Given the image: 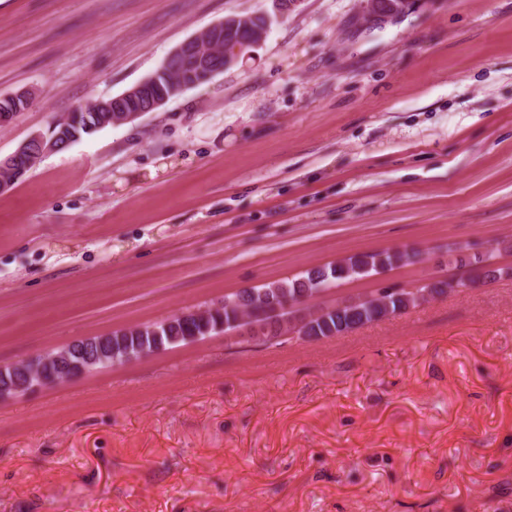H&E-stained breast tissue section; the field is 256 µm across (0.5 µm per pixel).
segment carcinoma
<instances>
[{"label":"carcinoma","instance_id":"obj_1","mask_svg":"<svg viewBox=\"0 0 512 512\" xmlns=\"http://www.w3.org/2000/svg\"><path fill=\"white\" fill-rule=\"evenodd\" d=\"M103 112H84L82 110L69 113L67 125L84 135L87 129L101 123ZM411 256L398 250H383L378 252L361 253L350 256L324 267H316L305 272L295 280H287L265 285L261 288H251L240 294L224 299V307L215 310L207 318L190 316L184 321L174 319L151 324L128 327L113 335L122 334L130 345L143 343H161L170 347L169 338L186 336L195 332L210 336L230 330L240 318L248 315L257 323L268 328V335H281V327L270 315L271 305L286 301L296 302L305 296H311L316 291L325 290L337 281L346 278L367 277L380 274L399 264H405ZM509 274V271L495 267L490 258L478 259L475 266L470 268L465 277L450 276L433 280L414 291L400 289L386 296V302L381 304L360 303L354 306H344L331 309L321 307L309 313L310 319L298 329L301 336L329 337L352 331L363 325L379 321L410 307H415L430 297L441 296L452 292L467 283L494 281Z\"/></svg>","mask_w":512,"mask_h":512}]
</instances>
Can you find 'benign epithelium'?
<instances>
[{
    "mask_svg": "<svg viewBox=\"0 0 512 512\" xmlns=\"http://www.w3.org/2000/svg\"><path fill=\"white\" fill-rule=\"evenodd\" d=\"M366 9L363 19L372 23L381 18L396 15L404 10L402 5L381 3L379 0H365ZM269 17L260 14H247L231 16L224 21L216 23L199 35L182 43L167 58L169 62H176L180 67L182 80L180 87L193 86L195 73L209 68L213 64V58L203 51L201 41L224 44V67L236 64L246 49L253 48L262 43L270 28ZM169 94L162 90L156 77H151L135 85L118 97L110 100L99 99L92 103L94 112H120L121 122L128 123L136 120L147 112H152L166 104ZM81 138V135L65 128H50L46 133H36L23 142L13 153L0 157V193L9 190L19 173L46 155L58 152ZM265 329L258 323H241L235 329L224 333L227 341L263 340ZM42 361L51 370L47 378L40 377L37 384H18L9 379L0 383V400L20 395L24 390H35L49 387L59 383V379L72 381L81 378L88 373L118 362L112 355V335L90 337L76 340L54 351L25 358L9 365L10 372H21L26 377H31L27 365L30 362Z\"/></svg>",
    "mask_w": 512,
    "mask_h": 512,
    "instance_id": "benign-epithelium-1",
    "label": "benign epithelium"
}]
</instances>
